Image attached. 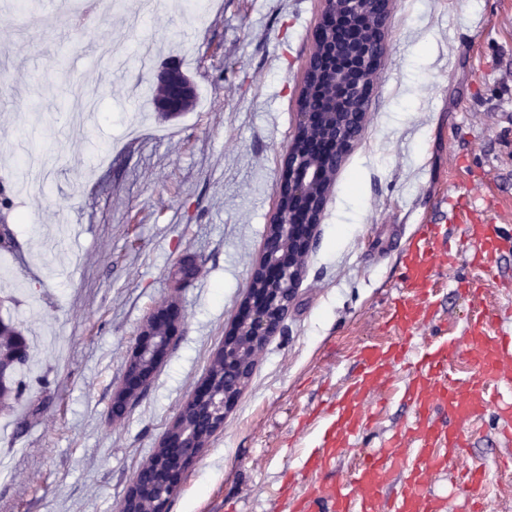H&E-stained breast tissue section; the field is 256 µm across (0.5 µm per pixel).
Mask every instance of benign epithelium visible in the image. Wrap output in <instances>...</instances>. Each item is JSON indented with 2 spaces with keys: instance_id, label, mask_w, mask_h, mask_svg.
Instances as JSON below:
<instances>
[{
  "instance_id": "1",
  "label": "benign epithelium",
  "mask_w": 512,
  "mask_h": 512,
  "mask_svg": "<svg viewBox=\"0 0 512 512\" xmlns=\"http://www.w3.org/2000/svg\"><path fill=\"white\" fill-rule=\"evenodd\" d=\"M365 5L374 11L375 34L367 41L354 40L348 33L354 29L356 15ZM392 9L393 0H325L308 69L331 62L346 66L351 83L343 88L342 97L325 99L318 109L307 93L300 94L297 127H316L322 135L306 140L297 133L286 149V177L279 186L277 212L268 226L261 259L251 274L241 317L219 348L220 359L224 361V392L215 393L212 380L204 378L181 407L177 422L163 435L156 455L141 467L151 472V481L144 484L134 478L116 512H147L143 505L148 499L156 505L152 512H167L184 473L205 447L180 419L209 415L210 423L222 429L224 419L251 377L255 352L287 318L303 274L301 258L316 241L336 173L367 120L372 86L365 83L364 75L381 66ZM155 88L156 110L170 117L185 111L197 92L195 83L174 63L158 70ZM179 319V309L173 304L148 317L130 357L123 385L113 398L114 414H124L147 387L172 344Z\"/></svg>"
}]
</instances>
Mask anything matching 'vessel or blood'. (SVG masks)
I'll list each match as a JSON object with an SVG mask.
<instances>
[{
    "instance_id": "obj_1",
    "label": "vessel or blood",
    "mask_w": 512,
    "mask_h": 512,
    "mask_svg": "<svg viewBox=\"0 0 512 512\" xmlns=\"http://www.w3.org/2000/svg\"><path fill=\"white\" fill-rule=\"evenodd\" d=\"M454 261L441 225H419L403 261V286L408 295L395 304L390 316L401 335L361 349L360 377L346 387L321 450L310 457L308 467L321 469L348 447L364 424L367 392L377 386L386 387L390 368L411 355L417 367L412 386L414 422L404 434L367 452L352 469L350 479L330 485L310 484L306 494L292 502L290 512H442L430 491L431 476L446 467L447 450L463 447V429L475 412L493 400L512 419V400L503 401L501 396L502 390L512 391V337L495 332L494 319L487 311L474 316L465 338L441 336L421 347L415 346L411 338L414 329L429 316L437 269L452 267ZM463 356L478 368L477 375L465 384L448 373L449 365ZM398 469L405 477L396 499L389 503L382 491ZM484 475L481 465L457 472L465 498H475Z\"/></svg>"
}]
</instances>
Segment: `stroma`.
Returning <instances> with one entry per match:
<instances>
[{
  "mask_svg": "<svg viewBox=\"0 0 512 512\" xmlns=\"http://www.w3.org/2000/svg\"><path fill=\"white\" fill-rule=\"evenodd\" d=\"M0 0V317L31 343L27 388L0 413V512H115L235 323L279 205L283 153L323 0ZM157 49L196 84L193 108L166 118L137 86L154 69L112 70L98 46ZM472 200L468 222L512 231V0H395L367 122L338 171L293 307L258 353L223 430L186 472L169 512H289L308 484L346 478L363 449L408 427L409 365L352 446L309 471L323 413L359 373L362 347L393 336L387 315L402 250L441 224L457 255L436 277L418 343L460 335L482 287L512 334V247L473 263L464 225L439 210ZM467 222V223H468ZM200 273L175 285L182 257ZM181 321L149 386L124 416L112 399L148 315ZM489 405L465 431L456 467L486 465L483 512H512V444Z\"/></svg>",
  "mask_w": 512,
  "mask_h": 512,
  "instance_id": "stroma-1",
  "label": "stroma"
}]
</instances>
